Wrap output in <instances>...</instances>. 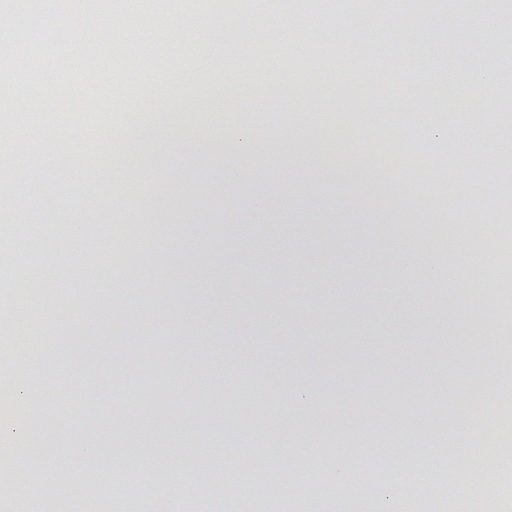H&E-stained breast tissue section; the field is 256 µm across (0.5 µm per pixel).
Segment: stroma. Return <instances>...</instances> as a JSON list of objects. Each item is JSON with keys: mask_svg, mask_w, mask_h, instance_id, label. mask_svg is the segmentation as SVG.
Segmentation results:
<instances>
[{"mask_svg": "<svg viewBox=\"0 0 512 512\" xmlns=\"http://www.w3.org/2000/svg\"><path fill=\"white\" fill-rule=\"evenodd\" d=\"M29 27L32 85L14 75L7 123L66 119V142L33 146L26 169L0 150V252L27 255L26 282L0 272V364L52 321L68 333L52 378L32 381L50 432L0 428V485L21 461L30 479L89 512L85 450L118 472L98 486L121 512H224V490L266 512H336L366 483L375 505L405 506L441 477L424 462L449 449L455 488L495 485L450 447L483 416L480 439L512 428V380L499 372L512 312L499 277L512 225L494 162L512 146L502 87L512 81V6L427 9L420 0H320L318 19L277 0H224L223 14H175L162 38L153 9L88 21L66 0ZM263 24L250 31L249 16ZM93 49L87 80L129 62L107 102L58 105L65 76L43 26ZM314 46L297 82L281 53ZM211 80L193 85L197 68ZM158 128L140 146L139 115ZM257 136L250 179H234L233 142ZM456 146L443 158L442 143ZM453 173L461 237L431 200ZM485 379L467 377L470 359ZM191 472L179 495L169 474Z\"/></svg>", "mask_w": 512, "mask_h": 512, "instance_id": "obj_1", "label": "stroma"}]
</instances>
